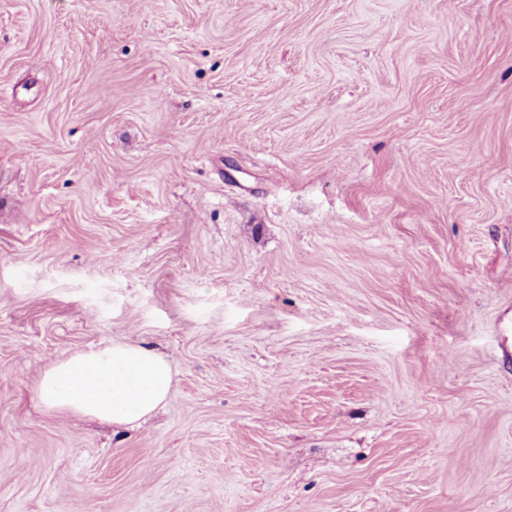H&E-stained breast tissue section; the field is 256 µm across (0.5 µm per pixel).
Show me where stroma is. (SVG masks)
Instances as JSON below:
<instances>
[{"instance_id": "35a3bbf8", "label": "stroma", "mask_w": 512, "mask_h": 512, "mask_svg": "<svg viewBox=\"0 0 512 512\" xmlns=\"http://www.w3.org/2000/svg\"><path fill=\"white\" fill-rule=\"evenodd\" d=\"M0 512H512V0H0ZM173 382L167 359L139 343L75 353L44 372L35 396L49 409L131 424L158 409Z\"/></svg>"}]
</instances>
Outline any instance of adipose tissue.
I'll list each match as a JSON object with an SVG mask.
<instances>
[{
	"label": "adipose tissue",
	"instance_id": "adipose-tissue-1",
	"mask_svg": "<svg viewBox=\"0 0 512 512\" xmlns=\"http://www.w3.org/2000/svg\"><path fill=\"white\" fill-rule=\"evenodd\" d=\"M173 382L167 359L141 344L116 341L75 353L44 372L35 396L49 409L125 425L158 409Z\"/></svg>",
	"mask_w": 512,
	"mask_h": 512
}]
</instances>
